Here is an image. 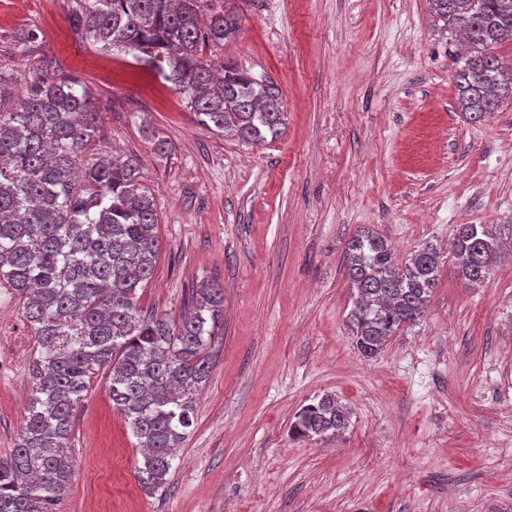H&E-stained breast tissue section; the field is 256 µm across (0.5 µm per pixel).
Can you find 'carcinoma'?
<instances>
[{
	"label": "carcinoma",
	"mask_w": 512,
	"mask_h": 512,
	"mask_svg": "<svg viewBox=\"0 0 512 512\" xmlns=\"http://www.w3.org/2000/svg\"><path fill=\"white\" fill-rule=\"evenodd\" d=\"M75 32L127 52L171 82L200 125L262 143L285 125L280 90L226 58H207L239 31L235 0H73ZM444 26L476 54L456 71L458 100L477 121L509 89L491 46L512 40V0H432ZM102 112L79 77L30 71L24 95L0 71V284L14 291L36 340L32 392L14 448L0 456V512H53L69 485L76 413L93 375L111 369L112 408L145 449L138 481L166 485L173 449L186 438L224 314L220 289H193L178 321L142 314L137 290L151 280L161 244L154 194L135 154L75 165L101 130ZM457 274L483 282L501 241L484 224H461L451 242ZM440 253L403 264L388 242L361 229L345 248L353 293L346 316L360 354L377 356L416 324L437 281ZM350 411L325 394L288 428L318 441L349 428Z\"/></svg>",
	"instance_id": "1"
}]
</instances>
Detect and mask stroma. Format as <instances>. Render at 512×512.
I'll return each mask as SVG.
<instances>
[{
	"label": "stroma",
	"instance_id": "35a3bbf8",
	"mask_svg": "<svg viewBox=\"0 0 512 512\" xmlns=\"http://www.w3.org/2000/svg\"><path fill=\"white\" fill-rule=\"evenodd\" d=\"M72 0H0V67L46 61L93 90L104 135L87 157L141 159L161 251L139 289L178 319L193 286L224 290V334L164 491L93 376L55 512H512V255L477 287L448 254L461 224L512 239V96L479 122L457 101L468 51L429 0H241L217 49L279 88L286 124L247 144L199 125L170 83L69 25ZM36 30L37 43L23 42ZM150 123L168 144L141 133ZM398 261L441 257L424 317L363 357L345 316V247L360 229ZM35 338L0 288V455L24 423ZM331 393L348 430L297 442L301 406Z\"/></svg>",
	"mask_w": 512,
	"mask_h": 512
}]
</instances>
